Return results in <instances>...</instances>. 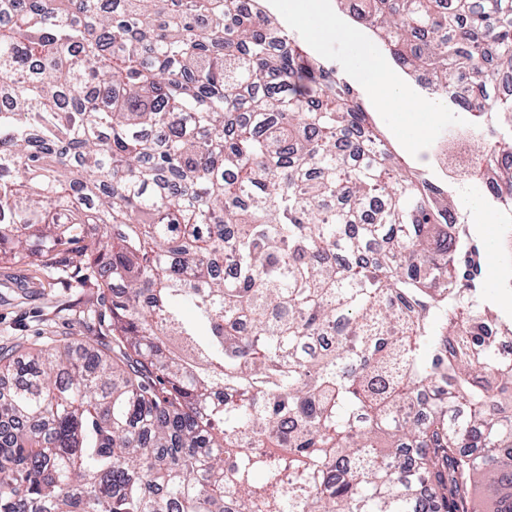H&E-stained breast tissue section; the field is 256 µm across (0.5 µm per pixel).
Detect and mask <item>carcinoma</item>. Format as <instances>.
I'll use <instances>...</instances> for the list:
<instances>
[{"mask_svg": "<svg viewBox=\"0 0 512 512\" xmlns=\"http://www.w3.org/2000/svg\"><path fill=\"white\" fill-rule=\"evenodd\" d=\"M354 7L495 115L512 224V0ZM1 11L0 257L74 254L112 346L0 350V512H512V318L348 84L260 0Z\"/></svg>", "mask_w": 512, "mask_h": 512, "instance_id": "carcinoma-1", "label": "carcinoma"}]
</instances>
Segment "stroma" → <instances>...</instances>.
Listing matches in <instances>:
<instances>
[{
	"label": "stroma",
	"instance_id": "stroma-1",
	"mask_svg": "<svg viewBox=\"0 0 512 512\" xmlns=\"http://www.w3.org/2000/svg\"><path fill=\"white\" fill-rule=\"evenodd\" d=\"M263 4L290 37L302 42L353 88L394 150L412 168L431 173L432 152L449 127L472 124L470 113L451 111L443 104L428 111L431 97L418 88L407 108L375 104V95L358 70L361 60L374 51L371 42L321 31V17L314 12L296 14L291 0H263ZM448 190L459 201L473 243L485 249L482 278L490 297L502 314L512 316V288L503 285L512 274V265L504 263L495 248L501 224H482L473 218L468 202L483 196L474 181L449 184ZM67 262L63 253L50 264L33 259L0 260V347L39 348L64 339L110 343L105 324L96 317L110 292L95 278L64 273Z\"/></svg>",
	"mask_w": 512,
	"mask_h": 512
}]
</instances>
